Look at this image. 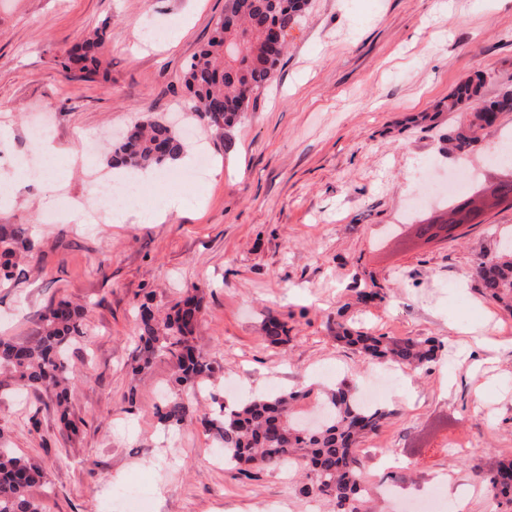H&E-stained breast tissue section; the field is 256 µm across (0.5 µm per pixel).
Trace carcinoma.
<instances>
[{
  "label": "carcinoma",
  "mask_w": 512,
  "mask_h": 512,
  "mask_svg": "<svg viewBox=\"0 0 512 512\" xmlns=\"http://www.w3.org/2000/svg\"><path fill=\"white\" fill-rule=\"evenodd\" d=\"M307 0H227L225 10L236 22L225 26L216 22L207 45L186 66L184 82L193 94L192 119L224 138V149L232 144L231 129L258 101L271 82L286 42L273 47L274 29L286 33L297 25ZM104 33L96 32L65 53L64 66L79 65V78L91 74L100 64ZM485 77L477 73L448 95L450 112L478 107L472 112L469 128L491 125L500 112L512 111V90L496 99H483ZM188 150L182 134L164 120H148L129 127L109 156L107 164L141 173L155 172L179 161ZM484 202L470 195L449 205L443 224H418L416 235L425 241L454 237L462 224H477ZM38 243L18 227L0 225V285L23 274L21 258L31 256ZM485 293L512 310V244L507 252L480 259L474 269ZM203 306L198 289L176 303L171 313L159 317L144 303L139 312V372L157 356L175 361L179 390L157 411L170 429H178L193 415L186 397L202 380L216 373L213 362L194 343V333ZM84 313L66 299L49 307L41 331L32 341L18 343L0 337V370L12 373L23 385L55 392L60 420L67 431L76 424L69 419L68 385L72 370L65 357L68 349L85 336ZM264 339L272 345L288 342V315L270 311L263 321ZM336 339L364 359L383 360L395 366L427 369L438 358L442 344L433 338L395 337L375 334L336 322ZM310 400L320 408L321 426L306 429L296 418V408ZM394 415L391 410L366 407L346 381L321 391L305 389L252 396L232 406L218 405L201 424L219 433L224 464L246 478L254 473L280 467L287 462L304 480L300 492L313 496L331 512H368L364 496L366 475L360 445L377 433ZM45 473L36 462L0 445V512H41L29 496V489L43 481ZM479 481L497 491L500 504L512 510V460L502 463Z\"/></svg>",
  "instance_id": "carcinoma-1"
}]
</instances>
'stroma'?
Wrapping results in <instances>:
<instances>
[{
    "label": "stroma",
    "mask_w": 512,
    "mask_h": 512,
    "mask_svg": "<svg viewBox=\"0 0 512 512\" xmlns=\"http://www.w3.org/2000/svg\"><path fill=\"white\" fill-rule=\"evenodd\" d=\"M224 4L0 0V180L21 164L46 169L43 182L0 198V224L28 228L39 244L25 277L0 286V336L31 341L63 298L87 324L68 354L77 432L64 430L52 394L3 374L0 439L42 465L31 490L41 512H116L112 491L129 485L145 489L147 512H326L283 469L247 479L215 463L218 435L200 418L231 382L248 398L342 379L358 390L388 371L336 341L343 321L444 345L429 369H405L380 401L392 417L361 445L378 492L372 512H406L387 489L430 480L448 487L437 512H492L475 474L512 457V312L484 296L474 267L512 235V208H487L459 239L414 246L413 224L447 205L407 206L423 189L419 171L500 177L487 159L512 137V112L478 130L461 157L448 137L470 115L436 106L477 73L484 98L512 89V0H308L232 147L198 129L188 154L206 149L212 174L185 187L184 164L148 183L145 207L175 195L186 201L179 214L71 223L73 201L108 193L112 140L134 123L193 112L184 68ZM95 29L105 32L104 63L74 78L60 59ZM45 120L57 148L49 164L30 135ZM193 285L204 291L195 342L218 370L173 431L157 410L178 389L177 369L160 356L135 372L137 309L165 314ZM365 288L380 298L358 301ZM271 310L288 316L285 344L264 339Z\"/></svg>",
    "instance_id": "35a3bbf8"
}]
</instances>
